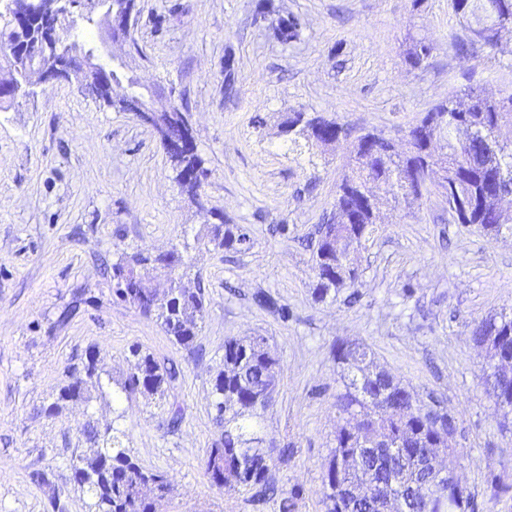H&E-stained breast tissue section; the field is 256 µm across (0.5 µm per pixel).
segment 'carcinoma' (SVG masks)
Listing matches in <instances>:
<instances>
[{"label": "carcinoma", "mask_w": 512, "mask_h": 512, "mask_svg": "<svg viewBox=\"0 0 512 512\" xmlns=\"http://www.w3.org/2000/svg\"><path fill=\"white\" fill-rule=\"evenodd\" d=\"M454 10L466 29L482 28L490 22L498 29L512 27V0H493L497 16L489 20L486 0H454ZM306 23L298 15L279 20L275 35L283 43L302 39ZM0 40H13L22 52L41 43L42 34L25 21L0 24ZM113 73H101L94 87L95 99L107 107L125 109V98L112 97ZM431 111L447 114L446 130H415L408 138V149L399 152L382 143L369 160L359 157L354 147L348 161L349 174L371 192H382L397 205L410 204L416 197L402 179L409 162H426L448 179L455 193L464 200L483 198V206L470 214L471 223L488 234L511 231L512 225L498 208V197L485 195L489 182L512 175V141L500 139L505 124L512 125V97L490 98L477 87L448 96ZM184 106L156 112L153 123L169 135L188 130ZM320 127L339 133L343 127L332 119L308 112H294L284 122L283 131L294 145L308 140L309 129ZM181 191L198 206L201 202L203 159L197 147L168 155ZM345 184L337 186L333 218L317 228L318 241L313 261L317 282L314 299L324 303L342 289L358 283V268L352 253L361 246L367 226L375 223L373 210H361L350 221ZM193 240L183 239L165 253L155 256L136 251L118 253L112 262L113 297L156 318L166 335L176 344L193 348L198 321L203 318L204 293L184 287L190 275L189 251L203 241L217 249H230L249 243L237 224H205ZM159 271L167 287L154 286L147 270ZM471 340L489 356L485 367L486 384L503 417L512 414V378L498 379L512 367V316L491 315L471 329ZM335 358L342 368L344 392L336 397L338 423L327 465L322 475L324 512H475V495L457 492L448 483L435 482L432 459L438 453L452 455L456 449L449 440L456 432L455 418L440 410L435 415L416 409L401 412L411 392L398 379L374 364L369 346L351 342L336 346ZM84 377L64 384L48 412H56L64 402L90 399L87 383L100 394L126 396L139 392L165 398L178 380V372L167 367L137 346L130 347L128 372L122 379L103 376L97 356L82 363ZM280 359L268 349V339L260 334L224 341V357L211 380L212 409L222 427L220 438L208 449L205 472L223 474L224 488L233 492H253L258 497L280 496L279 512H295L299 492L285 491L269 482L270 456L258 449L263 439L254 428L269 406L257 394L274 388L278 382ZM84 435L94 446L91 456L72 463L81 472V489L87 494L88 512H154V503L170 491L166 475L148 470L133 460L122 446L123 432L108 427L99 432L93 425ZM362 487L361 493L343 492L349 486ZM394 502H388L389 495Z\"/></svg>", "instance_id": "carcinoma-1"}]
</instances>
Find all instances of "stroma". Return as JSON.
Wrapping results in <instances>:
<instances>
[{
	"instance_id": "1",
	"label": "stroma",
	"mask_w": 512,
	"mask_h": 512,
	"mask_svg": "<svg viewBox=\"0 0 512 512\" xmlns=\"http://www.w3.org/2000/svg\"><path fill=\"white\" fill-rule=\"evenodd\" d=\"M256 2L139 0L131 38L108 44L154 90L157 111L187 104L208 170L202 199L250 238L241 251L191 249L205 298L193 349L112 298L117 251L164 252L204 222L153 128L82 92L79 73L0 111V512H49L54 497L67 512H86L71 461L89 451L90 420L117 425L136 462L166 474L172 491L158 512H279L276 499L216 488L203 467L219 435L211 379L224 342L253 334L280 358L258 434L293 450L272 459L270 480L298 490L296 512H324L322 473L344 389L334 348L353 341L366 343L417 405L436 401L454 416L451 461L476 512H512V495L487 492L494 477L512 484V416L497 412L486 353L470 339L475 322L512 315V234L449 222L433 192L408 208L381 198L356 253V289L324 303L312 295L316 228L359 137L371 131L403 148L448 94L470 85L512 92V55L470 42L453 0H274L278 14L306 22L302 40L287 45L274 36L278 14L257 16ZM161 11L170 23L158 32L150 19ZM412 38L433 45L418 68L404 60ZM298 111L337 121L343 140L292 145L279 123ZM78 288L85 304L57 325ZM259 291L283 313L259 307ZM133 345L176 368L166 400L96 394L48 413L89 351L118 378Z\"/></svg>"
}]
</instances>
